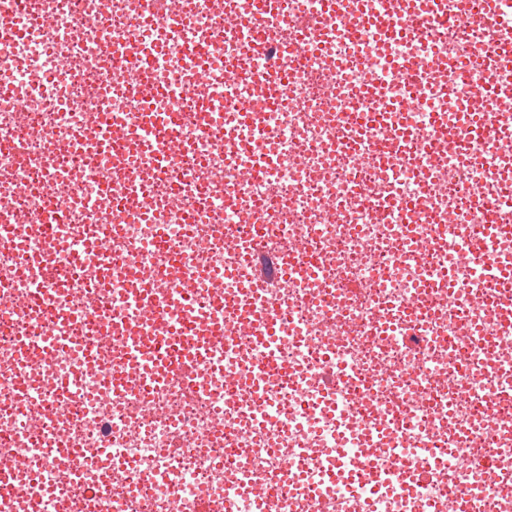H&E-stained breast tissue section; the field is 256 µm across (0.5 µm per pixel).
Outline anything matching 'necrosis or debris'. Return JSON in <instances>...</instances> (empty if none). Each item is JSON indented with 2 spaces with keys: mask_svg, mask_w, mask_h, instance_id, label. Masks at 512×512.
I'll return each instance as SVG.
<instances>
[{
  "mask_svg": "<svg viewBox=\"0 0 512 512\" xmlns=\"http://www.w3.org/2000/svg\"><path fill=\"white\" fill-rule=\"evenodd\" d=\"M447 2L454 24L359 51L345 0L319 47V0H279L287 28L248 40L224 22L248 0H0V512H512V330L476 262L512 258V158L477 148L469 115L494 103L465 71L503 46L485 0ZM145 48L160 61L129 85ZM430 53L457 65L400 111L411 80L387 63ZM150 104L178 114L177 148L143 138ZM243 235L260 302L225 274ZM129 263L170 313L146 314ZM191 317L207 360L113 379L135 337ZM244 318L279 322L259 394Z\"/></svg>",
  "mask_w": 512,
  "mask_h": 512,
  "instance_id": "1",
  "label": "necrosis or debris"
}]
</instances>
